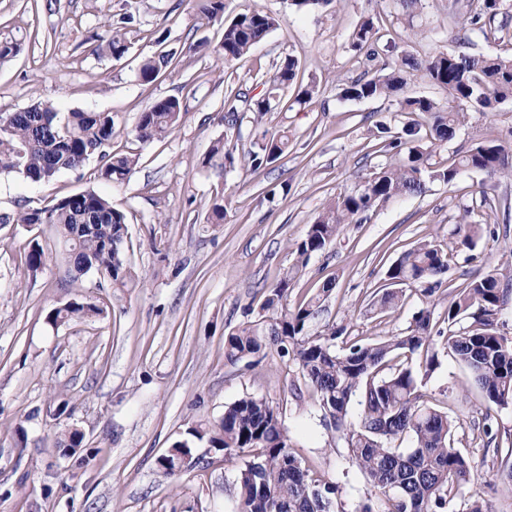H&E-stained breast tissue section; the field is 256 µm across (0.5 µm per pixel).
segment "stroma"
Here are the masks:
<instances>
[{"instance_id": "stroma-1", "label": "stroma", "mask_w": 512, "mask_h": 512, "mask_svg": "<svg viewBox=\"0 0 512 512\" xmlns=\"http://www.w3.org/2000/svg\"><path fill=\"white\" fill-rule=\"evenodd\" d=\"M274 14L279 26L245 58L225 63L214 53L224 27L199 19L189 0H0V41H17L21 53L0 67V114L36 101L59 113L112 115L119 149L138 154L129 181L97 176L98 160L67 171L49 184L19 174L0 175V213L45 205L50 199L92 190L126 215L127 262L135 278L116 290L92 271L73 280L70 245L50 224H0V512H234L237 465L219 451L195 443L205 462L179 477L162 473L157 459L184 439L198 421L218 422L225 406L253 395L285 405L294 451L339 488L345 512L381 499L364 480L343 442L332 440L317 401L283 404L281 388L295 366L268 351L260 364L224 358L228 331L257 315L268 287L294 260L301 240L323 207L358 180L389 163L373 153L375 124L400 133L407 117L390 101L341 99L338 83L359 75L361 58L348 35L367 13L395 11V0H332L298 12L286 0H224V16L247 9ZM459 0H424L413 23L426 32L419 43L401 38L386 53L417 56L450 46ZM129 14L128 51L115 60L97 55L104 24ZM207 42L193 53L190 45ZM177 56L155 81L142 82L139 66L158 51ZM298 61L299 83L316 82L304 106L275 110L270 131H287L289 147L277 161L253 173L244 164L226 169L208 160L213 142L227 132L224 98L237 90L261 95L286 56ZM179 99L186 114L163 141L130 137L140 112L155 101ZM484 138L512 147V103L494 112H468L447 148L433 152L432 166L447 165L450 152ZM229 211L226 223L209 219L216 194ZM483 227L474 248L458 244L465 210ZM433 240L448 253V271L432 297L409 288L401 307L377 316L368 309L389 283L390 264L419 241ZM48 261L29 272L30 244ZM512 265V177L462 173L454 185L427 184L424 193L391 199L357 224H347L324 251L314 254L290 290V303L324 296L307 332L344 324L366 342L400 336L415 314L432 306L443 316L454 289L491 265ZM72 303H94L102 316L56 326L49 314ZM466 369L440 351L425 390L442 402L460 426L456 446L482 479L490 512H512V481L495 448L512 447V407L492 408V436L478 423L485 402L469 388ZM71 427L83 431L80 457L58 441Z\"/></svg>"}]
</instances>
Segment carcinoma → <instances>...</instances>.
<instances>
[{"instance_id":"carcinoma-1","label":"carcinoma","mask_w":512,"mask_h":512,"mask_svg":"<svg viewBox=\"0 0 512 512\" xmlns=\"http://www.w3.org/2000/svg\"><path fill=\"white\" fill-rule=\"evenodd\" d=\"M469 28L460 42H470L476 33L485 38L509 29L512 14L503 0H465ZM196 14L209 21H223L224 0H192ZM128 14L108 24L96 52L115 59L127 51ZM278 26V20L262 10L237 14L224 21L219 54L231 63L247 56L254 45ZM412 20L394 16L384 24L381 15L360 18L349 35V46L368 66L363 74L338 85L345 100L384 98L396 102L398 111L408 114L402 135L390 134L379 124L372 136L379 151L399 156L354 188L329 202L296 243L294 262L269 287L262 310L265 314L232 328L224 338V356L231 363L250 367L275 348L279 358L297 366V379L289 393L299 403L302 387L309 388L323 413V424L344 440L360 474L384 496L378 512H448L455 504L461 512H489L481 494L472 490L477 473L470 460L455 446L458 418L432 403L422 384L439 365L434 336L443 338L446 349L471 373L487 407L512 405V336L496 328L499 311L512 295V267L493 266L456 290L448 302L445 328H436L432 309H420L403 336L363 343L346 337V327L332 325L314 338L306 334L308 323L321 303V295L288 305L291 282L305 268L312 255L323 251L339 236L345 224L358 222L362 215L387 201L424 191L429 182L455 183L462 171L484 172L490 176H512V152L497 139L473 143L457 152L446 167L429 163L432 150L452 141L470 110L490 112L512 101V51L495 54L461 50H438L424 57L409 51L378 69L371 68L384 49L395 42ZM176 63L175 54L145 58L140 78L150 83L161 70ZM298 61L285 58L264 95L249 97L236 92L224 99V119L229 128L238 126V113H252V127L258 133L256 150L249 152L253 172L278 160L289 146L285 132L268 134L264 117L285 102L284 93L297 79ZM426 79L448 91L452 106L444 110L423 96H408L415 78ZM184 109L176 98L155 102L140 113L132 130L135 140L147 144L165 139L183 120ZM0 127V175L20 174L36 183L48 184L60 173L77 170L93 155L101 166L98 177L124 182L133 173L137 155L112 150L117 135L112 115L74 110L59 116L49 102H37L15 112ZM236 147L229 136L215 140L210 157L234 166ZM465 211L459 231L460 244L471 247L482 233V225L470 220ZM5 224H53L72 246L73 280L91 270L108 275L112 287L121 289L133 282L125 257L128 228L125 214L93 190L55 198L45 207L4 215ZM48 260V253L33 245L25 254L27 269L35 274ZM448 270L447 252L434 241L424 240L403 252L387 269L394 288L386 290L371 311L385 312L403 301L401 286L430 296L440 285L438 276ZM104 313L96 305L70 304L51 312L55 325ZM345 346L335 349L334 341ZM356 404L355 423H346L348 407ZM189 438L173 444L187 448L204 441L224 449V460H241L237 467L235 512H341L338 487L306 466L290 445L280 407L263 398L246 395L224 409L217 424L197 422ZM84 435L78 429L65 432L60 446L76 452Z\"/></svg>"}]
</instances>
